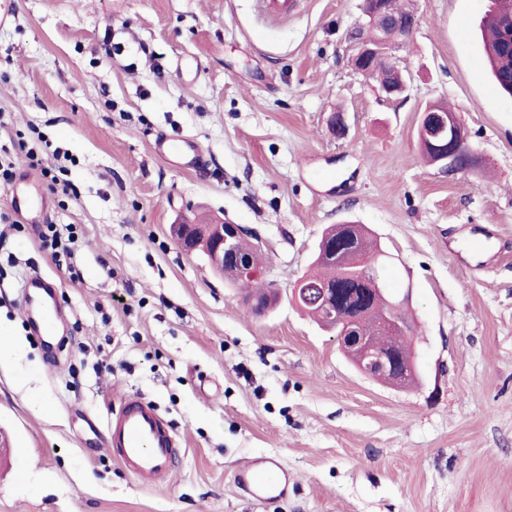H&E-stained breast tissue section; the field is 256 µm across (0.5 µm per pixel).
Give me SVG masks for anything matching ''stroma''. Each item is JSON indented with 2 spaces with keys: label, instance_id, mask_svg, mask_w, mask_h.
Wrapping results in <instances>:
<instances>
[{
  "label": "stroma",
  "instance_id": "obj_1",
  "mask_svg": "<svg viewBox=\"0 0 512 512\" xmlns=\"http://www.w3.org/2000/svg\"><path fill=\"white\" fill-rule=\"evenodd\" d=\"M0 26V325L20 352L0 368V512H512V97L486 68L491 0H413L397 50L408 96L387 100L350 65L361 0H16ZM448 104L482 168L442 175L419 150V111ZM345 109L337 139L329 119ZM191 138L200 163L160 156ZM67 167L20 223L28 151ZM240 224L279 291L255 315L169 227ZM369 227L381 276L411 291L419 382L362 376L292 300L323 230ZM55 225L65 251L40 234ZM55 287L44 344L25 284ZM153 404L182 453L139 481L107 450L127 399ZM266 456L292 473L269 506L236 479Z\"/></svg>",
  "mask_w": 512,
  "mask_h": 512
}]
</instances>
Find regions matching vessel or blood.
I'll return each instance as SVG.
<instances>
[{
    "label": "vessel or blood",
    "mask_w": 512,
    "mask_h": 512,
    "mask_svg": "<svg viewBox=\"0 0 512 512\" xmlns=\"http://www.w3.org/2000/svg\"><path fill=\"white\" fill-rule=\"evenodd\" d=\"M161 155L173 159L198 162L200 154L188 138L162 137L156 142ZM17 208L30 218H37L45 207V198L33 194L31 184H23L14 191ZM109 435L108 445L115 458L136 477L156 482L171 471L177 449L172 434L157 410L148 402L129 400L105 423ZM237 481L261 504L273 502L288 492L292 481L287 470L276 461L264 458L251 460L241 468Z\"/></svg>",
    "instance_id": "vessel-or-blood-1"
}]
</instances>
